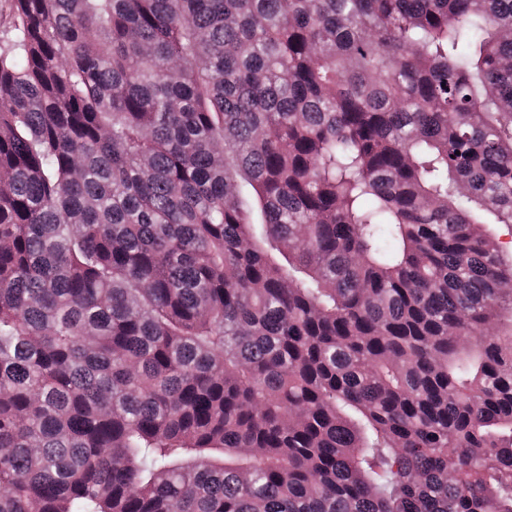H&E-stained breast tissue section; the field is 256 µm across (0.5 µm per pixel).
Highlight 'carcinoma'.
Wrapping results in <instances>:
<instances>
[{
	"instance_id": "carcinoma-1",
	"label": "carcinoma",
	"mask_w": 512,
	"mask_h": 512,
	"mask_svg": "<svg viewBox=\"0 0 512 512\" xmlns=\"http://www.w3.org/2000/svg\"><path fill=\"white\" fill-rule=\"evenodd\" d=\"M0 512H512V0H14Z\"/></svg>"
}]
</instances>
